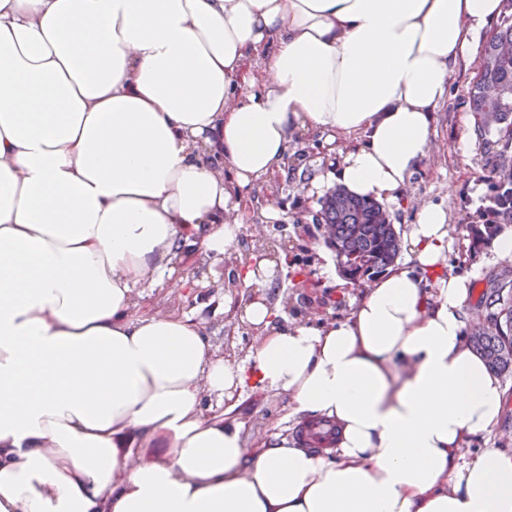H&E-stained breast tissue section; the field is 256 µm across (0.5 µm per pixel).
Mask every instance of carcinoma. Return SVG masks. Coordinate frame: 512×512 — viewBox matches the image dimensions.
<instances>
[{"instance_id":"1","label":"carcinoma","mask_w":512,"mask_h":512,"mask_svg":"<svg viewBox=\"0 0 512 512\" xmlns=\"http://www.w3.org/2000/svg\"><path fill=\"white\" fill-rule=\"evenodd\" d=\"M512 42V0H503L500 24L487 41L479 62V74L470 97L475 115L494 109L491 124L477 123V132L486 137L491 154L493 191L490 205L479 214V221L468 225V251L476 255L489 247L512 224V145L504 139L512 132V57L504 59L498 46ZM491 83L500 91L492 104L484 97V85ZM382 206L367 198L334 188L323 200L315 223L335 228V237L326 239L328 247H337L336 262L349 283H357L383 274L400 254V233L392 224L380 222ZM507 284L496 285L485 301L489 316L503 323L501 333L486 335L475 330L471 346L488 366L503 374L512 373V294L504 292Z\"/></svg>"}]
</instances>
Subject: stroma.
Wrapping results in <instances>:
<instances>
[{
    "mask_svg": "<svg viewBox=\"0 0 512 512\" xmlns=\"http://www.w3.org/2000/svg\"><path fill=\"white\" fill-rule=\"evenodd\" d=\"M477 74L476 65H469L465 72L455 75L450 84L448 99L437 114V122L430 154L413 174L405 193L411 199L442 202L455 196L456 208L449 216L448 263L454 272L469 274L472 288L464 304L469 329H476L488 316L481 303V296L489 291L496 277L512 273V258L498 257L494 249L483 250L477 256H469L467 226L477 221L481 210L488 204L491 194V168L489 154L482 138H475L467 156L458 153L459 138L466 133V121L472 112L470 88ZM329 161L318 133L310 132L293 140L288 150V161L278 174V191L275 196L257 199L246 229L238 235L241 243L267 234L273 238L287 236L297 264L285 268L279 274L270 291L271 297L284 300L295 297L298 282L311 280L307 292L311 305L304 316L310 320L345 319L352 310L353 298L362 293L358 284L335 287L325 273L321 258L327 245L310 224L319 210L318 199L306 197L301 185L324 172ZM274 206L279 217L267 220V206ZM140 310L144 313L195 312L203 318L216 350H223L228 327L225 321L224 300L229 293L218 287L205 290L193 289L183 299L168 297L164 288H147L142 292ZM506 391V408L500 424L485 438L472 439L461 453L465 459H473L480 448H512V374L503 375ZM288 397L286 394L258 386L247 387L238 399L230 418L242 422L246 447H253L259 440L278 431L294 437L297 420L287 419Z\"/></svg>",
    "mask_w": 512,
    "mask_h": 512,
    "instance_id": "obj_1",
    "label": "stroma"
}]
</instances>
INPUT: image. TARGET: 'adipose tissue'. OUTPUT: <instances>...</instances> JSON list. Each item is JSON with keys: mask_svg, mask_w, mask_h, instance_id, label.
I'll return each mask as SVG.
<instances>
[{"mask_svg": "<svg viewBox=\"0 0 512 512\" xmlns=\"http://www.w3.org/2000/svg\"><path fill=\"white\" fill-rule=\"evenodd\" d=\"M502 0H0V512H512L505 391L471 347L447 206L350 316L277 327L274 263L242 280L243 362L188 315L194 245L222 260L256 181L311 131L344 138L313 183L379 203L427 157L451 77ZM327 418L336 448L245 447L208 411L248 383ZM166 439L141 460L136 448Z\"/></svg>", "mask_w": 512, "mask_h": 512, "instance_id": "ef3b65f1", "label": "adipose tissue"}]
</instances>
